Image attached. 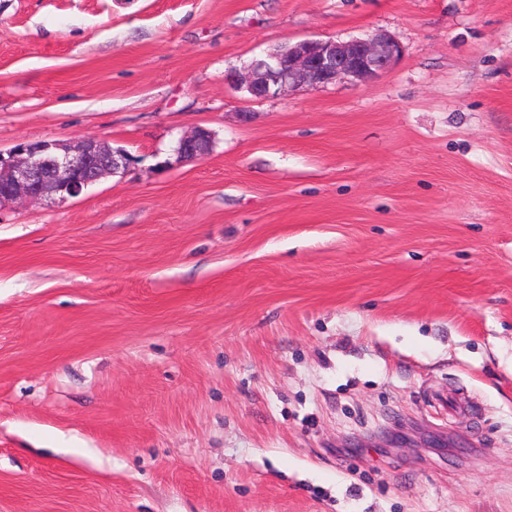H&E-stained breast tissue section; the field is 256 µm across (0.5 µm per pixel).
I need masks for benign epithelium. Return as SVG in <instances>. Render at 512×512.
<instances>
[{"label":"benign epithelium","mask_w":512,"mask_h":512,"mask_svg":"<svg viewBox=\"0 0 512 512\" xmlns=\"http://www.w3.org/2000/svg\"><path fill=\"white\" fill-rule=\"evenodd\" d=\"M399 43L382 32L349 41L306 39L255 58L243 73L225 80L255 99L283 96L294 88H317L337 81H367L401 56ZM212 134L199 128L181 138L176 162L204 158ZM130 155L96 139L76 144L27 141L0 151V203L13 200L61 203L106 175L124 172Z\"/></svg>","instance_id":"benign-epithelium-1"}]
</instances>
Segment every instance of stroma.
Segmentation results:
<instances>
[{
	"label": "stroma",
	"mask_w": 512,
	"mask_h": 512,
	"mask_svg": "<svg viewBox=\"0 0 512 512\" xmlns=\"http://www.w3.org/2000/svg\"><path fill=\"white\" fill-rule=\"evenodd\" d=\"M87 138L0 204V512H512V0H0V150ZM401 53L399 43L382 32L349 41L306 39L255 58L244 73L230 72L224 79L252 98H274L294 88L373 79ZM211 147V132L205 128H199L179 140L175 162L181 163L202 159L209 154ZM130 155L96 139L77 144L27 141L0 150V204L30 200L61 203L106 175L124 172Z\"/></svg>",
	"instance_id": "obj_1"
}]
</instances>
